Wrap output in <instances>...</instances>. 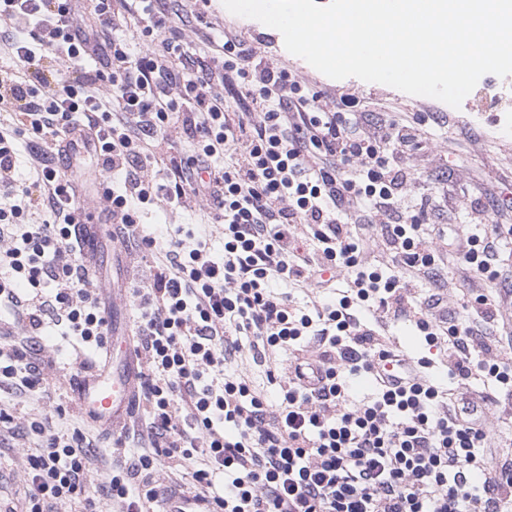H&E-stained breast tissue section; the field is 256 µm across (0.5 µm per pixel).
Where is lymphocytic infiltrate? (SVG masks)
<instances>
[{
  "instance_id": "f902f5d3",
  "label": "lymphocytic infiltrate",
  "mask_w": 512,
  "mask_h": 512,
  "mask_svg": "<svg viewBox=\"0 0 512 512\" xmlns=\"http://www.w3.org/2000/svg\"><path fill=\"white\" fill-rule=\"evenodd\" d=\"M0 32L21 75L0 70V309L27 335L0 336V389L47 391L25 351L45 320L73 349H100L105 310L88 286L73 222L99 209L154 253L150 283L129 300L147 366L139 401L149 441L91 444L86 431L31 422L23 512L77 501L99 512H148L168 487L160 459L191 469L215 512H512V301L467 289L459 311L437 282L454 242L472 278H494L512 226L452 239L430 201L406 192L414 117L370 130L341 97L257 58L241 35L187 52V24L164 0H0ZM134 28L147 48L112 44L108 70L86 65L91 40ZM40 140L34 178L15 183L16 142ZM86 152L119 184L92 197L60 158ZM165 182L147 175L153 161ZM198 200L206 223L148 233L141 209ZM221 226L224 251L209 243ZM308 293L299 306L275 292ZM412 323L440 357L389 337ZM287 350V363L276 355ZM371 380L363 398L351 381ZM108 466L103 484L94 462Z\"/></svg>"
}]
</instances>
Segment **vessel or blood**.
<instances>
[{"label":"vessel or blood","mask_w":512,"mask_h":512,"mask_svg":"<svg viewBox=\"0 0 512 512\" xmlns=\"http://www.w3.org/2000/svg\"><path fill=\"white\" fill-rule=\"evenodd\" d=\"M74 217L84 263L89 269H96L101 232L96 214L93 210L81 209ZM143 369L130 326H112L98 362L76 381L77 406L94 422L119 429L129 419L137 401ZM160 512H206V507L189 492H175L163 500Z\"/></svg>","instance_id":"b4317fda"}]
</instances>
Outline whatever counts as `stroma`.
I'll list each match as a JSON object with an SVG mask.
<instances>
[{"mask_svg": "<svg viewBox=\"0 0 512 512\" xmlns=\"http://www.w3.org/2000/svg\"><path fill=\"white\" fill-rule=\"evenodd\" d=\"M199 8L204 19L196 23V30L208 32L215 39L221 38L225 30H236L249 40L257 54L283 63L300 80L327 92L329 97L349 96L375 120L390 119L397 112L428 114L424 126L425 147L410 159L415 178L409 194L416 199L448 194L451 213L433 215V222L451 225L461 234L473 232L469 191L476 185L483 189L481 204L485 223H495L497 212L512 204V133L499 137L498 113L468 112L436 99L426 102L389 86L354 77L330 79L288 53L275 29L231 14L222 0H201ZM101 248L111 255L112 261L100 268L98 278L91 281L92 288H102L104 281L115 275L126 281L147 279L152 260L136 241L117 232L104 235ZM32 359L52 382L51 393L19 395L0 390V407L12 413L15 425L20 427L59 414L68 424H75L74 386L77 375L89 363V356L74 352L59 336L57 327L49 325Z\"/></svg>", "mask_w": 512, "mask_h": 512, "instance_id": "obj_1", "label": "stroma"}]
</instances>
